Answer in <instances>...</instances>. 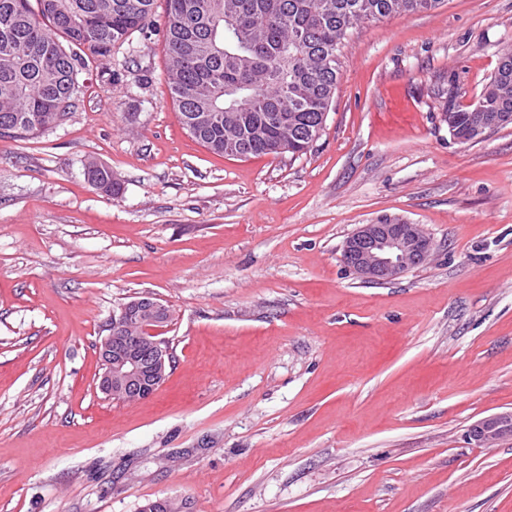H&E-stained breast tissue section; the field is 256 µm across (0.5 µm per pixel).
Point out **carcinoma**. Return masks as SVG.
Here are the masks:
<instances>
[{
    "label": "carcinoma",
    "mask_w": 512,
    "mask_h": 512,
    "mask_svg": "<svg viewBox=\"0 0 512 512\" xmlns=\"http://www.w3.org/2000/svg\"><path fill=\"white\" fill-rule=\"evenodd\" d=\"M168 0L167 77L182 125L211 152L300 157L323 129L339 80L338 52L350 29L430 11L442 0ZM0 0V136L36 134L68 116L83 57L100 60L143 32L154 0ZM465 141L481 124L512 114V51L469 109H448ZM89 182L121 191L105 167Z\"/></svg>",
    "instance_id": "obj_1"
}]
</instances>
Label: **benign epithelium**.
Returning <instances> with one entry per match:
<instances>
[{
    "instance_id": "obj_1",
    "label": "benign epithelium",
    "mask_w": 512,
    "mask_h": 512,
    "mask_svg": "<svg viewBox=\"0 0 512 512\" xmlns=\"http://www.w3.org/2000/svg\"><path fill=\"white\" fill-rule=\"evenodd\" d=\"M433 242L420 225L394 217L362 224L345 241L343 262L366 281L393 280L411 267L426 261ZM171 319L169 308L157 298L142 295L112 312L111 332L99 345L103 372L102 393L112 397L149 395L171 365V352L159 332ZM148 344L151 353L143 355ZM512 430V412L478 421L469 438L489 447Z\"/></svg>"
}]
</instances>
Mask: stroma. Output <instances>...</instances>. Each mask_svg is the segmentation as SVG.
Returning a JSON list of instances; mask_svg holds the SVG:
<instances>
[{"label":"stroma","instance_id":"obj_1","mask_svg":"<svg viewBox=\"0 0 512 512\" xmlns=\"http://www.w3.org/2000/svg\"><path fill=\"white\" fill-rule=\"evenodd\" d=\"M166 13L86 59L62 123L0 137V512H512V435L468 438L512 411V124L462 143L446 114L512 49V0L350 30L297 158L182 127ZM383 216L434 250L368 283L342 250ZM145 294L174 366L114 400L97 346ZM87 173L90 178L89 182L102 188L106 194L110 196H117L120 193L121 184L119 181L112 180V171H109L105 167H98L94 165V168H90ZM100 191L103 192L102 190ZM512 433V412H503L478 421L469 431L470 440L477 444L490 447L505 434Z\"/></svg>","mask_w":512,"mask_h":512}]
</instances>
